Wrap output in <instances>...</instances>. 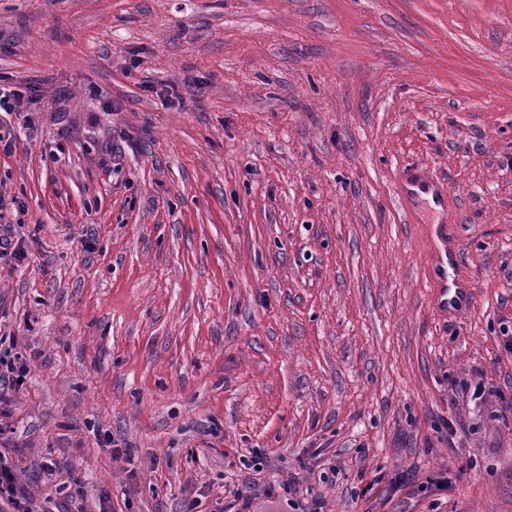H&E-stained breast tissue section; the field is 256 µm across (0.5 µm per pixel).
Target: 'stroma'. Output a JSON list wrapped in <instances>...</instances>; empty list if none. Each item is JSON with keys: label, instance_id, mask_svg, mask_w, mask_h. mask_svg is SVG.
Instances as JSON below:
<instances>
[{"label": "stroma", "instance_id": "1", "mask_svg": "<svg viewBox=\"0 0 512 512\" xmlns=\"http://www.w3.org/2000/svg\"><path fill=\"white\" fill-rule=\"evenodd\" d=\"M0 88L33 512H512V0H0ZM399 190L414 224L418 222L414 218L413 209L418 201H422V195H431L440 207L438 222L425 225L437 269L433 302L445 314L458 312L470 304L471 293L466 281L457 272L460 250L449 225L452 224L449 216L454 209L455 198L445 182L430 178L422 168L414 165L403 169Z\"/></svg>", "mask_w": 512, "mask_h": 512}]
</instances>
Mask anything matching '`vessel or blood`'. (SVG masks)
Here are the masks:
<instances>
[{
    "label": "vessel or blood",
    "mask_w": 512,
    "mask_h": 512,
    "mask_svg": "<svg viewBox=\"0 0 512 512\" xmlns=\"http://www.w3.org/2000/svg\"><path fill=\"white\" fill-rule=\"evenodd\" d=\"M399 190L406 208H414L425 195L431 196L439 206L438 222L425 227L437 269L434 305L444 313L460 311L469 305L471 293L466 281L457 272L460 250L450 228L454 196L445 182L430 178L422 168L414 165L403 169Z\"/></svg>",
    "instance_id": "vessel-or-blood-1"
}]
</instances>
